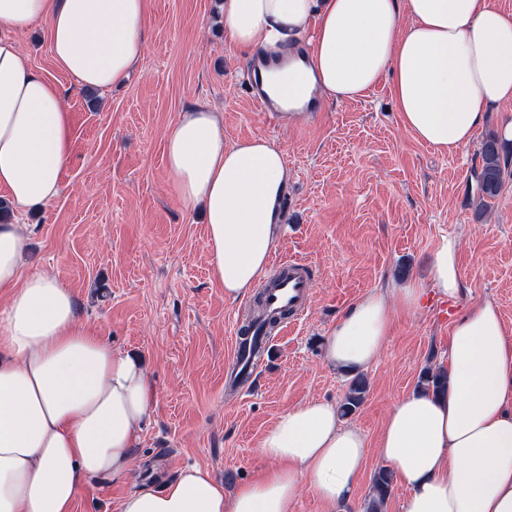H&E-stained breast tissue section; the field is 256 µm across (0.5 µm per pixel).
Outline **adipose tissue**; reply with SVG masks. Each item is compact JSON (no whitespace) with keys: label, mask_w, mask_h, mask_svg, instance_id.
<instances>
[{"label":"adipose tissue","mask_w":512,"mask_h":512,"mask_svg":"<svg viewBox=\"0 0 512 512\" xmlns=\"http://www.w3.org/2000/svg\"><path fill=\"white\" fill-rule=\"evenodd\" d=\"M224 37L282 69L261 74L285 119L320 101L356 100L390 82L407 130L436 152L468 146L490 107L512 103V15L489 0H222ZM45 23L58 66L77 87L124 83L142 63L149 0H0V188L14 212L51 204L70 159L61 91L35 72L14 33ZM303 44L302 54L288 50ZM179 201L202 208L212 279L244 297L277 249L288 169L266 138L224 143L208 103L182 112L165 144ZM25 225L0 222V512H72L82 486L125 479L138 425L155 401L141 362L83 328L75 298L46 272L24 273ZM458 237L430 257L436 291L461 286ZM406 284L361 297L331 329L325 359L372 364L394 310L418 309ZM447 391L418 390L389 412L377 446L407 489L404 512H512V332L490 302L452 328ZM367 441L334 405L310 400L265 431L264 476L234 494L196 466L127 492L120 512H293L300 490L333 505L350 500Z\"/></svg>","instance_id":"adipose-tissue-1"}]
</instances>
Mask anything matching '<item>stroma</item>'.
<instances>
[{
  "label": "stroma",
  "instance_id": "obj_1",
  "mask_svg": "<svg viewBox=\"0 0 512 512\" xmlns=\"http://www.w3.org/2000/svg\"><path fill=\"white\" fill-rule=\"evenodd\" d=\"M221 0H151L142 64L123 85L93 94L56 64L45 24L15 39L38 73L62 92L72 126L71 159L58 198L24 213L31 232L25 272L46 271L74 296L88 330L138 356L158 395L140 426L128 478L85 485L74 512H118L131 488L195 464L234 492L270 469L257 444L277 416L312 399L338 404L349 376L328 366L326 336L368 291L409 278L423 306L396 310L391 335L364 375L368 389L347 422L376 444L396 401L424 368L447 367L452 319L490 301L512 330V180L478 215L471 170L481 141L512 119V104L489 110L472 142L442 155L402 124L391 87L322 104L304 122L257 111L249 65L224 39ZM218 107L226 143L264 137L288 167L278 258L300 259L314 279L303 316L273 333L265 369L251 389L229 390L232 324L252 297L225 299L212 281L200 211L178 200L164 161L169 130L190 105ZM460 240L463 288L445 299L432 287L429 256L440 237ZM370 451L350 502L300 494L294 512H366Z\"/></svg>",
  "mask_w": 512,
  "mask_h": 512
}]
</instances>
